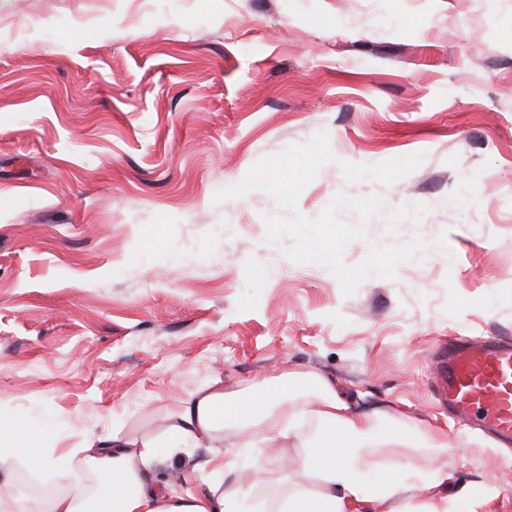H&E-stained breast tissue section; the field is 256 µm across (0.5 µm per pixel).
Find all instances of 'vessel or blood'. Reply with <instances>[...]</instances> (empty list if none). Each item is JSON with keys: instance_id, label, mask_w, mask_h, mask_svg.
Segmentation results:
<instances>
[{"instance_id": "1", "label": "vessel or blood", "mask_w": 512, "mask_h": 512, "mask_svg": "<svg viewBox=\"0 0 512 512\" xmlns=\"http://www.w3.org/2000/svg\"><path fill=\"white\" fill-rule=\"evenodd\" d=\"M437 398L457 416L479 413L496 435L512 439V340L457 336L437 364Z\"/></svg>"}]
</instances>
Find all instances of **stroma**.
Returning <instances> with one entry per match:
<instances>
[{
	"mask_svg": "<svg viewBox=\"0 0 512 512\" xmlns=\"http://www.w3.org/2000/svg\"><path fill=\"white\" fill-rule=\"evenodd\" d=\"M319 131L336 161L298 211L383 200L344 262L428 245L349 298L267 242L266 192L214 200ZM416 153L389 186L338 166ZM457 334L512 336V0H0V425L16 440L155 437L205 384L319 372L353 410L447 438L440 455L376 451L394 477L445 465L417 512H512V446L432 392ZM301 454L259 449L269 488L318 489ZM208 458L155 475L202 494Z\"/></svg>",
	"mask_w": 512,
	"mask_h": 512,
	"instance_id": "stroma-1",
	"label": "stroma"
}]
</instances>
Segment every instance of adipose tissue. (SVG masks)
I'll return each mask as SVG.
<instances>
[{
  "label": "adipose tissue",
  "mask_w": 512,
  "mask_h": 512,
  "mask_svg": "<svg viewBox=\"0 0 512 512\" xmlns=\"http://www.w3.org/2000/svg\"><path fill=\"white\" fill-rule=\"evenodd\" d=\"M275 395L258 403L214 382L191 394L172 418L162 438L133 440L121 432L101 436L63 456L33 445L0 451V512H238L255 485L234 480L242 449L287 445L303 449L306 467L317 473L321 486H282L261 512H359L373 499L389 503V512H415L413 501L446 487L448 472L438 466L425 476L412 473L386 477L372 455L388 445L446 448L430 430L389 429L380 417L358 414L337 394L335 383L315 374L300 378L293 372L275 374ZM210 448L216 469L225 473L209 492H177L153 477L159 449L177 455L200 446ZM58 471L61 489L36 502L13 497L15 466Z\"/></svg>",
  "instance_id": "adipose-tissue-1"
}]
</instances>
